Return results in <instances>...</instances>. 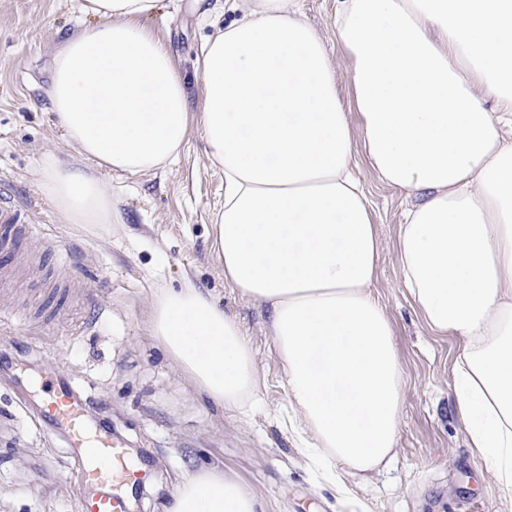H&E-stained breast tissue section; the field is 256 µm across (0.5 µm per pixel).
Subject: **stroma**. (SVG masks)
Returning <instances> with one entry per match:
<instances>
[{
	"label": "stroma",
	"instance_id": "stroma-1",
	"mask_svg": "<svg viewBox=\"0 0 512 512\" xmlns=\"http://www.w3.org/2000/svg\"><path fill=\"white\" fill-rule=\"evenodd\" d=\"M224 2L211 0L203 16L192 0H159L145 21L168 44L190 95L199 92L203 45L237 17ZM338 7V0H298L338 66L354 124L348 63L332 26ZM86 21L77 0H0V201L10 202L26 230L18 258L0 254L7 268L0 290L8 296L0 302V512H78L82 490L70 448L36 426L11 384L12 374L33 380L50 364L90 400V428L111 425L147 457L134 512H158L185 469L202 463L235 471L261 512H499L504 493L470 448L458 412V344L429 332L401 284L406 196L363 157L355 173L380 242L374 293L394 329L402 381L395 454L372 472L318 463L288 424L286 373L265 314L225 283L212 252L224 173L208 159L201 127L168 168L135 177L96 168L121 223H63L42 188L45 158H81L57 125L47 90L56 47ZM188 281L246 332L259 385L245 412L200 397L148 326L158 289Z\"/></svg>",
	"mask_w": 512,
	"mask_h": 512
}]
</instances>
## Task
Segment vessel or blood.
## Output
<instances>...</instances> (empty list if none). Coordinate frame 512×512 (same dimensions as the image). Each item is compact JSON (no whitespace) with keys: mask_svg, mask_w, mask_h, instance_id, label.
<instances>
[{"mask_svg":"<svg viewBox=\"0 0 512 512\" xmlns=\"http://www.w3.org/2000/svg\"><path fill=\"white\" fill-rule=\"evenodd\" d=\"M36 422L63 437L73 450L82 489L79 512H127L130 498L142 490L143 469L131 462L120 438L111 428L90 431L89 405L68 377L48 369L39 381Z\"/></svg>","mask_w":512,"mask_h":512,"instance_id":"vessel-or-blood-1","label":"vessel or blood"}]
</instances>
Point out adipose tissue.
Returning a JSON list of instances; mask_svg holds the SVG:
<instances>
[{
  "instance_id": "obj_1",
  "label": "adipose tissue",
  "mask_w": 512,
  "mask_h": 512,
  "mask_svg": "<svg viewBox=\"0 0 512 512\" xmlns=\"http://www.w3.org/2000/svg\"><path fill=\"white\" fill-rule=\"evenodd\" d=\"M158 0H80L92 23L53 57L50 108L68 142L129 175L168 166L199 117L224 169L213 248L224 280L260 302L288 398L331 466L369 472L398 440L394 331L372 294L379 242L353 173L363 154L405 193L404 288L427 329L453 337L470 444L512 512V0H340L358 126L328 48L295 0H237L202 50L200 108L144 21ZM65 223L121 217L86 169L49 160ZM149 323L196 392L227 411L256 389L240 324L193 284L162 289ZM161 512H258L238 476L188 472Z\"/></svg>"
}]
</instances>
